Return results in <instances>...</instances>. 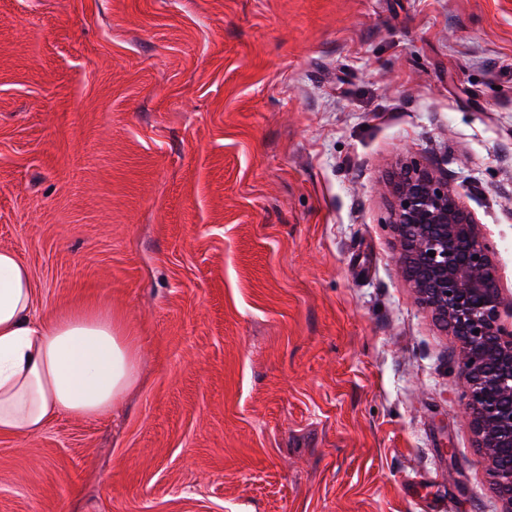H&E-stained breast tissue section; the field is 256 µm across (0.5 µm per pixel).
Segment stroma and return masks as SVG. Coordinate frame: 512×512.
<instances>
[{
    "label": "stroma",
    "instance_id": "35a3bbf8",
    "mask_svg": "<svg viewBox=\"0 0 512 512\" xmlns=\"http://www.w3.org/2000/svg\"><path fill=\"white\" fill-rule=\"evenodd\" d=\"M447 168L512 298V0H0V249L128 329L0 512H503L389 224Z\"/></svg>",
    "mask_w": 512,
    "mask_h": 512
}]
</instances>
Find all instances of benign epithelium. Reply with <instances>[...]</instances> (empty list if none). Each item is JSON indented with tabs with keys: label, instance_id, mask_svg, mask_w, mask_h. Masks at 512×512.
Here are the masks:
<instances>
[{
	"label": "benign epithelium",
	"instance_id": "obj_1",
	"mask_svg": "<svg viewBox=\"0 0 512 512\" xmlns=\"http://www.w3.org/2000/svg\"><path fill=\"white\" fill-rule=\"evenodd\" d=\"M389 191L415 297L461 340L465 410L512 512V326L502 319L506 301L489 248L447 171L411 162Z\"/></svg>",
	"mask_w": 512,
	"mask_h": 512
}]
</instances>
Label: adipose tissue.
<instances>
[{
  "instance_id": "ef3b65f1",
  "label": "adipose tissue",
  "mask_w": 512,
  "mask_h": 512,
  "mask_svg": "<svg viewBox=\"0 0 512 512\" xmlns=\"http://www.w3.org/2000/svg\"><path fill=\"white\" fill-rule=\"evenodd\" d=\"M138 377V351L110 315L42 318L29 269L0 249V434L34 435L57 415L111 414Z\"/></svg>"
}]
</instances>
